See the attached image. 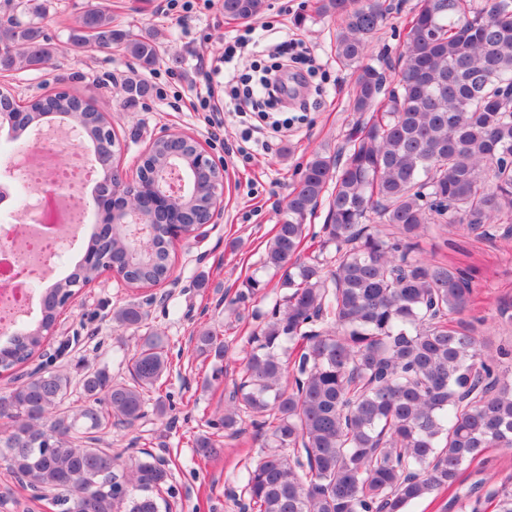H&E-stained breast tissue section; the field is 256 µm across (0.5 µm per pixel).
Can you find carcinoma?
I'll return each mask as SVG.
<instances>
[{"label": "carcinoma", "instance_id": "carcinoma-1", "mask_svg": "<svg viewBox=\"0 0 512 512\" xmlns=\"http://www.w3.org/2000/svg\"><path fill=\"white\" fill-rule=\"evenodd\" d=\"M6 6L24 18L0 22V71L37 69L54 48L42 11ZM265 0H223L224 16L248 20ZM340 19L336 58L355 68L353 111L359 114L335 155L316 152L288 196L286 215L263 257L284 271L287 292L247 339L240 382L210 422L232 435L243 418L267 434L273 450L247 469L245 488L256 512H409L434 493L453 492L462 512H480L481 484L461 490V476L490 448L512 450V369L508 351L491 349L454 316L474 295L472 275L419 255L431 224L463 227L487 238L494 224H512V0H418L393 67L395 84L360 61L386 22V0H320ZM126 41L147 69L154 42L129 38L112 15L93 7L69 44L108 48ZM71 112L89 140L105 116L68 98L33 97L24 108L35 130L42 116ZM115 195L105 199L99 231L72 272L41 296L39 316L23 320L0 345L7 372L41 354L61 314L60 294L95 280L107 263L132 269L128 284L156 285L171 274L163 232L147 238L137 258L128 228L112 223L125 188L100 172ZM328 212L318 253L304 254L307 217L323 200ZM200 187L165 206L180 220L207 208ZM335 248L336 263L325 252ZM130 304L113 320L144 321ZM224 339L196 336L200 355L224 357ZM168 355L160 336L142 339L130 378L114 382L103 369L77 383L84 404L61 406L72 390L61 369L44 367L0 394V461L26 485L54 493L61 512H170L171 471L142 452L126 467L101 447L112 424L145 416L146 395L161 387ZM496 512H512V487L487 492Z\"/></svg>", "mask_w": 512, "mask_h": 512}]
</instances>
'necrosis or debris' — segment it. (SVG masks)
I'll use <instances>...</instances> for the list:
<instances>
[{"label":"necrosis or debris","mask_w":512,"mask_h":512,"mask_svg":"<svg viewBox=\"0 0 512 512\" xmlns=\"http://www.w3.org/2000/svg\"><path fill=\"white\" fill-rule=\"evenodd\" d=\"M59 138L49 137L26 152L22 176L41 197L25 224L0 225V323H11L29 304L27 286L50 269L69 234L70 223L82 216V204L70 190L88 175L83 153L72 155L69 168L56 169Z\"/></svg>","instance_id":"1"}]
</instances>
